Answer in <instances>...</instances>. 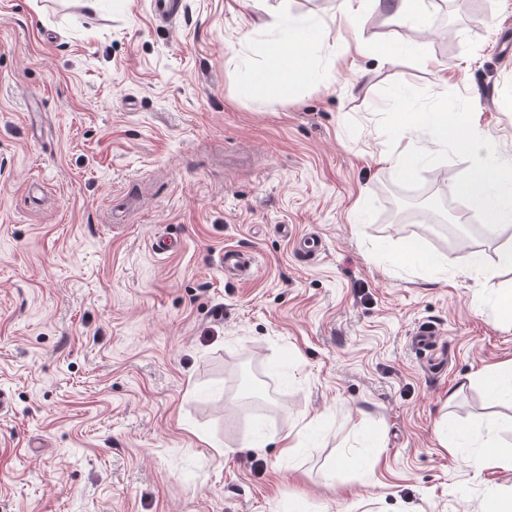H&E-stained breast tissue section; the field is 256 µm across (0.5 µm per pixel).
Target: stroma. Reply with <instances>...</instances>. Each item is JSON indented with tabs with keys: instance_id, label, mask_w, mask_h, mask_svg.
<instances>
[{
	"instance_id": "stroma-1",
	"label": "stroma",
	"mask_w": 512,
	"mask_h": 512,
	"mask_svg": "<svg viewBox=\"0 0 512 512\" xmlns=\"http://www.w3.org/2000/svg\"><path fill=\"white\" fill-rule=\"evenodd\" d=\"M385 0L353 45L315 39L316 78L244 99L270 14L322 28L338 0H0V512H480L512 465L445 448L441 414L512 454V361L494 291L456 274L448 229L486 225L465 153L400 179L405 114L469 116L512 167V0ZM392 47L390 61L376 51ZM317 233L294 254L281 225ZM164 237L173 252L156 253ZM418 242L449 271L394 257ZM252 280L225 278V247ZM437 327L446 371L410 348ZM308 434L300 429L306 423ZM300 446L282 450L285 435ZM263 470H255V462ZM220 259L224 265V276L227 278L248 281L254 275L255 258L249 252L237 247H225ZM486 397L491 403L512 401V364L498 365L484 375Z\"/></svg>"
}]
</instances>
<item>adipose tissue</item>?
I'll use <instances>...</instances> for the list:
<instances>
[{"label":"adipose tissue","instance_id":"obj_1","mask_svg":"<svg viewBox=\"0 0 512 512\" xmlns=\"http://www.w3.org/2000/svg\"><path fill=\"white\" fill-rule=\"evenodd\" d=\"M266 26L277 32L276 37L267 40L265 45L266 55L275 61L276 67L241 86L238 93L244 98L278 99L287 93L290 86L307 82L312 77L303 53L308 41V27L278 17L267 21ZM413 123L425 129L427 143L419 148L388 155L391 168L401 174L412 173L423 156L446 149L452 141L471 151L482 149V158L472 160L463 171L461 189L475 207L487 214L495 232L503 240L499 260L501 264L512 267V206L499 205L490 194L491 188L505 181L507 171L497 163L490 142L472 125L465 126L461 136L449 139L448 113L443 108L419 113Z\"/></svg>","mask_w":512,"mask_h":512}]
</instances>
